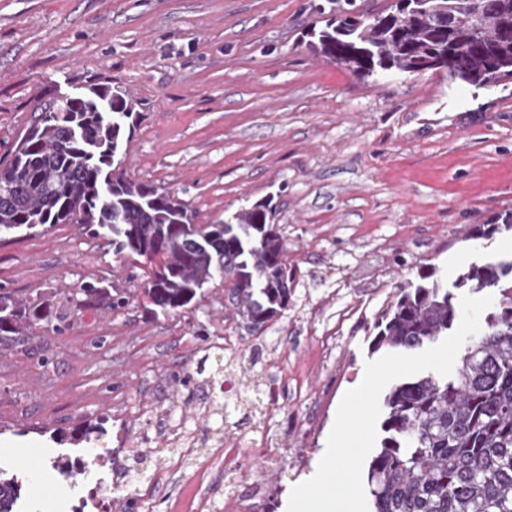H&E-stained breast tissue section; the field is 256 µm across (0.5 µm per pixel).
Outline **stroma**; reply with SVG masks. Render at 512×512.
<instances>
[{
	"instance_id": "obj_1",
	"label": "stroma",
	"mask_w": 512,
	"mask_h": 512,
	"mask_svg": "<svg viewBox=\"0 0 512 512\" xmlns=\"http://www.w3.org/2000/svg\"><path fill=\"white\" fill-rule=\"evenodd\" d=\"M332 0H0V159L29 129L36 105L109 83L136 108L119 154L127 176L170 190L200 224L259 202L288 248L291 299L263 333L240 330L224 282L169 314L144 294L145 257L120 261L107 234L59 224L0 237V289L50 300L59 329L37 326L0 346V467L39 449L21 475L19 512H68L88 474L63 479L50 462L95 453L69 441L109 415L108 430L147 428L139 460L115 467L131 488L160 481L152 512L188 492L224 512L241 491L211 447L192 454L155 437L141 406L164 402L200 439L225 447L264 440L281 463L267 474L271 512H291L300 485L372 512L369 461L383 399L410 373L452 371L496 308L492 291L454 289L460 318L444 340L401 354L372 352L373 324L399 286L435 270L455 281L470 263L512 257V236L469 232L512 209V82L476 89L442 72L360 79L306 46ZM98 278L124 307L85 309ZM232 386L226 410L200 416L198 397ZM276 392L269 408L257 394ZM358 460L332 483L330 453Z\"/></svg>"
}]
</instances>
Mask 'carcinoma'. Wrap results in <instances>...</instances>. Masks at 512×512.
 Returning <instances> with one entry per match:
<instances>
[{"instance_id": "1", "label": "carcinoma", "mask_w": 512, "mask_h": 512, "mask_svg": "<svg viewBox=\"0 0 512 512\" xmlns=\"http://www.w3.org/2000/svg\"><path fill=\"white\" fill-rule=\"evenodd\" d=\"M308 49L358 78L381 68L419 73L449 59L448 77L476 88L512 80V0H397L368 16L354 0L312 31ZM107 98L123 117L128 92L95 85L86 98L40 109L12 159L0 166V234L21 227L79 224L112 233L113 255L156 260L144 294L177 312L215 276L249 334L288 307V250L256 204L231 221L197 224L189 205L165 188L115 173L124 122L95 111ZM512 233V210L474 226L471 236ZM454 286L492 289L498 308L464 348L451 375L422 372L385 395L384 436L368 467L374 512H512V262L465 267ZM79 306L125 305L97 280L80 288ZM459 319L448 286L435 272L407 283L374 322V350L412 353L434 343ZM58 320L46 302L0 293V344L25 343V331ZM17 476L0 470V512H13Z\"/></svg>"}]
</instances>
